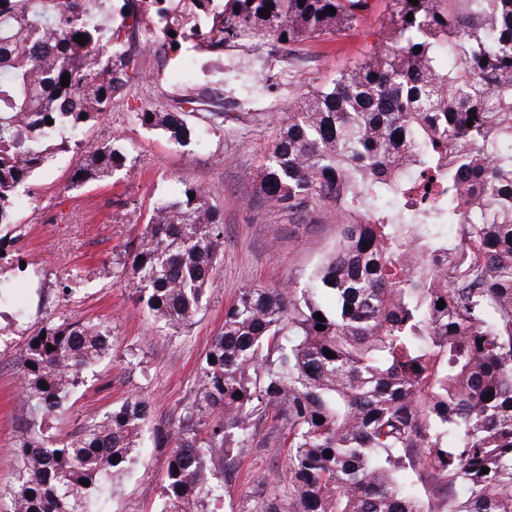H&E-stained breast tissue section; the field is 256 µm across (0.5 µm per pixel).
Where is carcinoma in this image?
<instances>
[{
	"label": "carcinoma",
	"instance_id": "1",
	"mask_svg": "<svg viewBox=\"0 0 512 512\" xmlns=\"http://www.w3.org/2000/svg\"><path fill=\"white\" fill-rule=\"evenodd\" d=\"M4 2L0 224L12 223L18 188L68 149L59 134L111 111L139 74L122 43L128 31H150L144 49L166 59L176 44L217 60L266 44L299 61L300 44L355 28L368 5ZM451 2L387 0L373 53L310 86L279 119L258 193L300 224L336 207V239L306 287L246 288L225 309L185 409L205 437L170 440L162 512H192L202 498L219 512L222 495L203 475L221 464L229 476L261 425L287 448L288 478L286 499L263 512H512V0H464L463 11ZM442 45L452 69L439 65ZM224 84L270 89L266 60L228 61ZM221 100L218 88L188 86L177 105L135 119L182 142L198 134L187 114ZM127 161L110 145L93 148L69 188L104 182ZM210 197L190 186L159 202L128 246L140 300L175 330L203 310L216 274L224 220ZM111 347L106 326L81 321L48 323L28 341L11 512H90L101 483L115 490L135 464L148 415L138 399L60 444L40 435Z\"/></svg>",
	"mask_w": 512,
	"mask_h": 512
}]
</instances>
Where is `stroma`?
I'll return each instance as SVG.
<instances>
[{"label":"stroma","mask_w":512,"mask_h":512,"mask_svg":"<svg viewBox=\"0 0 512 512\" xmlns=\"http://www.w3.org/2000/svg\"><path fill=\"white\" fill-rule=\"evenodd\" d=\"M386 0L371 9L356 30L329 40L306 42L296 77L280 73L274 60L276 90L259 98L238 99L224 113L197 112L193 126L205 139L176 142L143 128L136 108L171 106L187 83L221 79L210 57L182 48L173 60L143 51L141 32L125 47L138 53L140 74L118 96L110 112L87 127L81 146L56 154L28 185L20 187L12 223L0 226V291L13 297L0 306V512L10 505L20 467L17 434L23 405L20 356L46 322L75 320L106 325L112 348L84 374L61 416L46 418L44 435L64 441L93 418H101L127 399L148 404L142 448L133 473L102 500L99 512H162L169 449L165 439L182 426V409L193 402L211 338L224 322V311L240 290L249 287H305L312 270L336 237V211L325 206L314 223L293 224L256 193V172L278 133L276 119L294 106L309 83L357 66L377 43ZM111 144L125 149L130 167L110 180L82 190L69 188L88 147ZM209 188L212 205L224 217V244L217 278L207 302L188 327L173 330L139 301L127 260L156 204L188 186ZM28 263L19 270L18 260ZM69 294H62V286ZM285 449L243 448L232 479L223 466L206 481L224 486L223 512H258L262 500L284 498Z\"/></svg>","instance_id":"obj_1"}]
</instances>
